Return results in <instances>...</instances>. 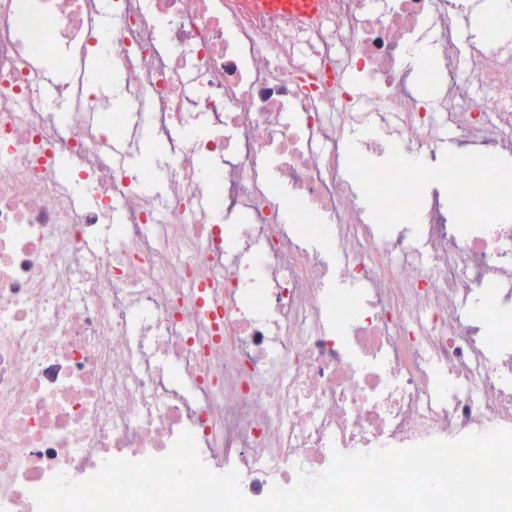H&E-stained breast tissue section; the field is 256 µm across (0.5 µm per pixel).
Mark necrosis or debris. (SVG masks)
Wrapping results in <instances>:
<instances>
[{
	"label": "necrosis or debris",
	"instance_id": "4bbe7bcc",
	"mask_svg": "<svg viewBox=\"0 0 512 512\" xmlns=\"http://www.w3.org/2000/svg\"><path fill=\"white\" fill-rule=\"evenodd\" d=\"M500 23L461 67L447 0H325L312 22L247 0H0V512L187 432L260 501L337 451L512 429L507 186L465 160L459 225L418 203L443 120L512 135ZM428 46L437 109L400 89ZM77 50L101 61L93 124L32 90L46 54ZM359 96L399 156L356 187ZM134 110L164 160L105 151Z\"/></svg>",
	"mask_w": 512,
	"mask_h": 512
}]
</instances>
